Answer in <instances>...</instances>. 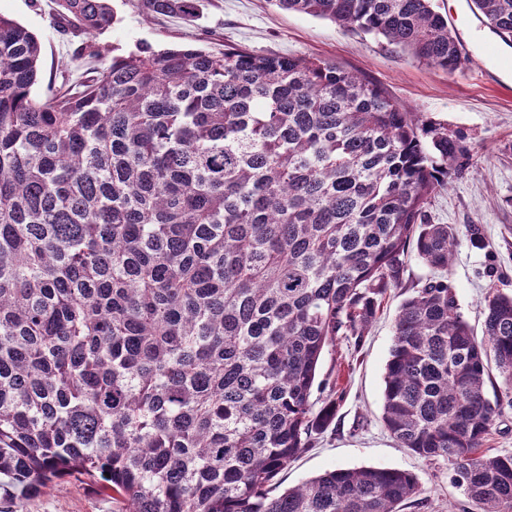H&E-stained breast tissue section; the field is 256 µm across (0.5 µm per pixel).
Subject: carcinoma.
Wrapping results in <instances>:
<instances>
[{
  "mask_svg": "<svg viewBox=\"0 0 512 512\" xmlns=\"http://www.w3.org/2000/svg\"><path fill=\"white\" fill-rule=\"evenodd\" d=\"M382 36L448 72L433 0H272ZM512 36V0H473ZM89 36L110 0H58ZM193 18L198 0H140ZM42 46L0 14V485L38 495L79 474L121 512H400L416 474L336 468L274 493L331 421L313 412L325 350L359 347L409 253L382 420L445 458L473 512H512V453L484 449L512 387V294L483 337L448 282L458 233L427 219L465 148L336 63L239 48L138 45L46 101ZM110 476H105V473Z\"/></svg>",
  "mask_w": 512,
  "mask_h": 512,
  "instance_id": "carcinoma-1",
  "label": "carcinoma"
}]
</instances>
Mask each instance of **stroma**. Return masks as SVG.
<instances>
[{"label": "stroma", "mask_w": 512, "mask_h": 512, "mask_svg": "<svg viewBox=\"0 0 512 512\" xmlns=\"http://www.w3.org/2000/svg\"><path fill=\"white\" fill-rule=\"evenodd\" d=\"M113 25L96 34L106 55H121L141 43L154 48L220 50L237 47L260 54L309 56L335 61L384 89L403 110L444 124L461 140L464 159L452 167L447 190L427 209L430 222L460 230L448 280L465 319L482 332L484 297L490 288L512 292V44L487 28L470 0H435L460 41L463 63L447 72L416 62L384 39L344 30L335 23L277 9L270 0H202L200 12L142 14L138 0H111ZM56 0H0V14L35 33L42 44L40 72L32 94L45 99L63 80H80L89 66L77 53L84 35L58 26ZM482 229L485 245L473 247L466 225ZM429 273L408 257L399 287L389 289L361 347L338 338L323 356L320 379L341 391L332 422L313 434L311 447L276 476L277 489L296 486L335 468L376 466L414 472L422 486L404 512H465L469 503L452 482L447 460L427 461L397 446L381 416L383 376L399 306ZM501 400V415L486 446L512 452V389L500 377L487 386ZM111 497L93 481L68 475L41 494L10 499L0 492V512H116Z\"/></svg>", "instance_id": "obj_1"}]
</instances>
